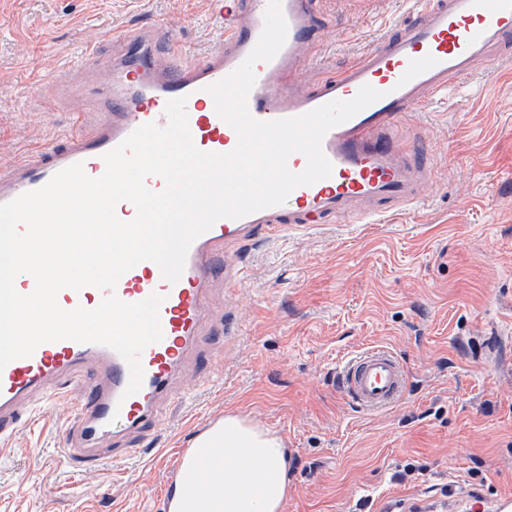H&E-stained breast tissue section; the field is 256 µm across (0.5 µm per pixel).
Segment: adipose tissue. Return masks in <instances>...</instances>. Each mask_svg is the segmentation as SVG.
<instances>
[{
    "label": "adipose tissue",
    "mask_w": 512,
    "mask_h": 512,
    "mask_svg": "<svg viewBox=\"0 0 512 512\" xmlns=\"http://www.w3.org/2000/svg\"><path fill=\"white\" fill-rule=\"evenodd\" d=\"M291 457L275 431L237 413L196 435L168 512H283Z\"/></svg>",
    "instance_id": "1"
}]
</instances>
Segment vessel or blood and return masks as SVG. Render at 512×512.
<instances>
[{"label":"vessel or blood","mask_w":512,"mask_h":512,"mask_svg":"<svg viewBox=\"0 0 512 512\" xmlns=\"http://www.w3.org/2000/svg\"><path fill=\"white\" fill-rule=\"evenodd\" d=\"M212 5L222 43L198 60L161 69L157 42L166 31L155 23L118 36L117 54L104 62L108 77L99 89L93 124L66 134L61 148L33 149L0 167V203L43 187L75 163L89 177L102 176L104 154L141 125H165L167 102L181 97L196 147L211 153L232 151L237 134L218 115L208 88L236 70L253 50L268 0H212ZM281 7L286 41L272 60L254 66L256 81L247 99L253 118L297 117L334 100H350L365 85L382 91V98L325 135L322 151L333 165L329 178L295 188L283 204L218 220L191 244L177 283L167 281L150 261L120 277L113 293L123 302L136 303L155 293L164 298L159 309L163 338L141 355L144 376L138 392L127 394L129 365L111 347L72 340L41 344L32 356L0 371L1 440L14 436L22 413L35 417L46 403L74 396L77 414L59 440L61 456L86 470L100 468L108 458L136 456V449L102 448L98 440L107 433L127 435L157 427L161 403L179 394L181 368L205 333L213 283L223 279L229 291L248 277L243 246L339 217L373 224L380 217L376 203H416L429 175L407 161L397 136L399 123L428 108L451 81L466 82L478 65L494 66L512 56V0H421L393 34L303 90L297 75L310 66L322 42L324 17L317 0H281ZM361 200L372 201V208L353 211ZM104 296L93 286L65 288L57 303L67 311L93 309ZM90 362L95 369L88 377L84 369ZM337 381L344 398L364 411L398 405L408 388L403 363L380 347L350 355Z\"/></svg>","instance_id":"vessel-or-blood-1"}]
</instances>
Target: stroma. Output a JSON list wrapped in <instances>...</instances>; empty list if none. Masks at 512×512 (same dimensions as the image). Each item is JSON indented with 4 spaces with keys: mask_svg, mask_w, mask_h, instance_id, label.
I'll use <instances>...</instances> for the list:
<instances>
[{
    "mask_svg": "<svg viewBox=\"0 0 512 512\" xmlns=\"http://www.w3.org/2000/svg\"><path fill=\"white\" fill-rule=\"evenodd\" d=\"M414 2L320 0L328 28L300 86L386 37ZM151 20L172 35L164 66L222 35L210 0H0V166L60 143L77 114L93 119L67 86L96 87L103 73L77 59ZM401 135L434 172L416 206L250 249L240 290L213 286L216 332L185 363L183 397L162 404L155 431L131 437L147 456L85 471L56 451L72 401L53 403L38 425L21 417L0 455V512H166L170 473L228 411L286 440L285 512H354L367 495L371 512H402L412 499L449 512L475 492L487 508L512 492V61L478 66ZM375 345L409 373L405 400L379 415L353 408L333 382L348 355Z\"/></svg>",
    "mask_w": 512,
    "mask_h": 512,
    "instance_id": "35a3bbf8",
    "label": "stroma"
}]
</instances>
